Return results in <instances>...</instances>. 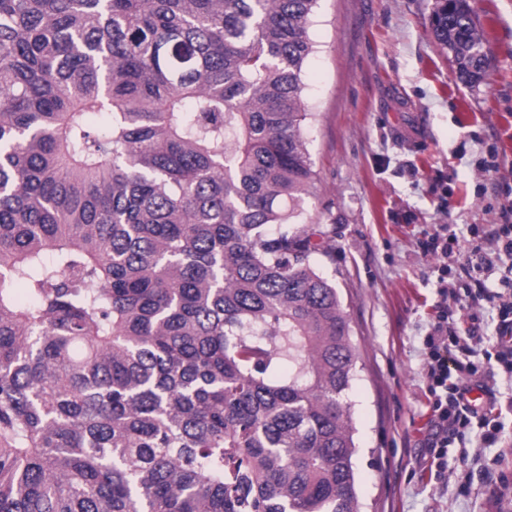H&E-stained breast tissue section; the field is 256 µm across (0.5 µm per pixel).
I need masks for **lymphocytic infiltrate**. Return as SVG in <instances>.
<instances>
[{"label":"lymphocytic infiltrate","instance_id":"obj_1","mask_svg":"<svg viewBox=\"0 0 512 512\" xmlns=\"http://www.w3.org/2000/svg\"><path fill=\"white\" fill-rule=\"evenodd\" d=\"M469 249L471 268L478 272L492 270L505 259L512 261V225L503 224L489 240H471ZM469 298L475 305L484 301L493 303L498 310L500 338L492 343L497 366L479 370L468 338L457 335L447 314L438 316L426 338V367L433 413L430 462L440 472L446 468L449 445L467 434L478 433L488 446L497 442L500 425L492 423L470 394L477 388L486 396H493L497 370L512 375V344L501 343L502 338L512 335V278L502 279L497 288H477Z\"/></svg>","mask_w":512,"mask_h":512}]
</instances>
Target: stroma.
Masks as SVG:
<instances>
[{
    "mask_svg": "<svg viewBox=\"0 0 512 512\" xmlns=\"http://www.w3.org/2000/svg\"><path fill=\"white\" fill-rule=\"evenodd\" d=\"M472 2L492 56L472 88L430 36L435 0H319L310 28L306 136L318 190L307 221L331 239L314 262L340 293L359 356L347 396L365 512H512V381L499 380L490 407L500 441L467 444V494L430 469L425 450L424 339L444 310L458 334L475 326L474 312L480 334L494 335L492 304L467 307L469 229H492L512 210V0ZM490 159L496 169L482 170ZM443 225L452 239L442 263L420 244ZM486 459L504 483L486 485Z\"/></svg>",
    "mask_w": 512,
    "mask_h": 512,
    "instance_id": "35a3bbf8",
    "label": "stroma"
}]
</instances>
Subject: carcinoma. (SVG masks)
<instances>
[{
	"mask_svg": "<svg viewBox=\"0 0 512 512\" xmlns=\"http://www.w3.org/2000/svg\"><path fill=\"white\" fill-rule=\"evenodd\" d=\"M317 3L0 0V512H361ZM431 35L484 79L470 0Z\"/></svg>",
	"mask_w": 512,
	"mask_h": 512,
	"instance_id": "cac0c4a2",
	"label": "carcinoma"
}]
</instances>
